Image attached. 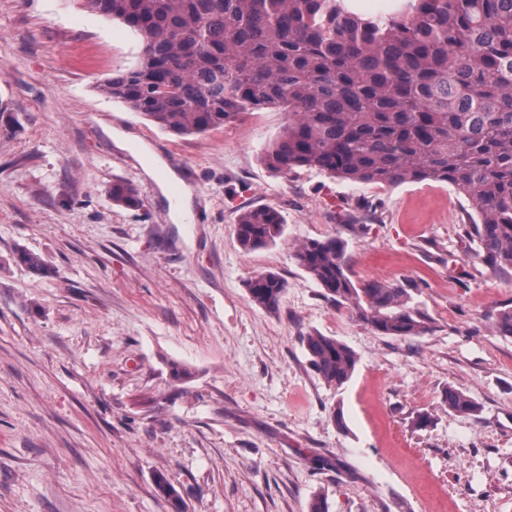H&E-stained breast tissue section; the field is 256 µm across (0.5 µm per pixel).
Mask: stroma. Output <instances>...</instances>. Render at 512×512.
Returning <instances> with one entry per match:
<instances>
[{"instance_id":"obj_1","label":"stroma","mask_w":512,"mask_h":512,"mask_svg":"<svg viewBox=\"0 0 512 512\" xmlns=\"http://www.w3.org/2000/svg\"><path fill=\"white\" fill-rule=\"evenodd\" d=\"M140 51L80 0H0V512H172L159 473L185 512H308L317 493L330 512H512V337L491 320L512 277L478 258L472 203L267 169L276 107L167 132L102 91ZM184 185L192 224L171 218ZM264 206L285 232L243 248L237 218ZM330 235L355 281L410 288L430 332L385 336L327 300L294 254ZM265 271L287 283L274 313L247 291ZM309 331L356 352L342 387L312 369ZM450 388L477 413L449 411Z\"/></svg>"}]
</instances>
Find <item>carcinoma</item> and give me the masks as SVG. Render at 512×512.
I'll use <instances>...</instances> for the list:
<instances>
[{"mask_svg":"<svg viewBox=\"0 0 512 512\" xmlns=\"http://www.w3.org/2000/svg\"><path fill=\"white\" fill-rule=\"evenodd\" d=\"M140 41L138 63L117 71L104 93L160 128L201 134L264 106L288 114L262 154L269 169L297 168L365 184L445 182L472 202L478 256L512 275V0H407L385 15L350 11L344 0H82ZM285 231L272 207L242 211L246 249ZM298 266L324 296L348 304L386 336H421L429 317L395 282L351 279L347 242L302 244ZM286 282L272 271L248 280L252 302L279 309ZM512 337V305L492 314ZM314 371L330 386L353 375L344 342L301 336ZM448 410L477 406L448 389ZM161 494L180 497L162 473Z\"/></svg>","mask_w":512,"mask_h":512,"instance_id":"1","label":"carcinoma"}]
</instances>
